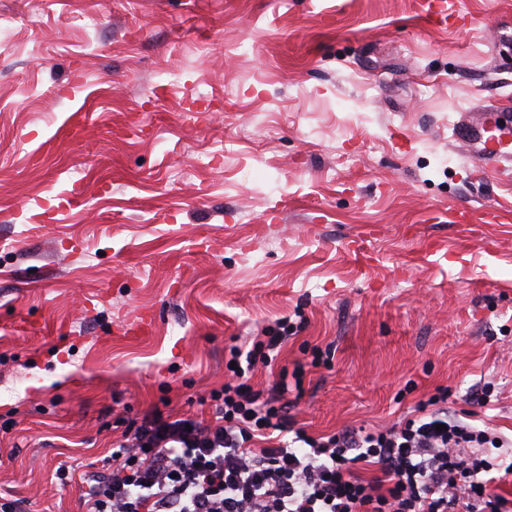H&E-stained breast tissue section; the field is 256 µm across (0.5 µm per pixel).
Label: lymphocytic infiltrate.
<instances>
[{
	"mask_svg": "<svg viewBox=\"0 0 512 512\" xmlns=\"http://www.w3.org/2000/svg\"><path fill=\"white\" fill-rule=\"evenodd\" d=\"M293 333L283 320L252 349L231 350L212 420L157 417L136 427L105 470L87 474L86 512H506V499L486 490L497 466L487 449L512 440L449 410L447 390L382 431L316 438L298 428L279 401L287 376L273 396L247 382ZM271 431L292 434V444L261 445ZM361 463L377 477L363 479Z\"/></svg>",
	"mask_w": 512,
	"mask_h": 512,
	"instance_id": "obj_1",
	"label": "lymphocytic infiltrate"
}]
</instances>
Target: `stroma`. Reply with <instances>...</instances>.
I'll return each mask as SVG.
<instances>
[{
	"instance_id": "stroma-1",
	"label": "stroma",
	"mask_w": 512,
	"mask_h": 512,
	"mask_svg": "<svg viewBox=\"0 0 512 512\" xmlns=\"http://www.w3.org/2000/svg\"><path fill=\"white\" fill-rule=\"evenodd\" d=\"M420 2L0 0V496L83 512L113 444L209 418L284 319L250 383L306 364L309 434L490 386L512 439V179L454 138L512 123V0L447 30Z\"/></svg>"
}]
</instances>
